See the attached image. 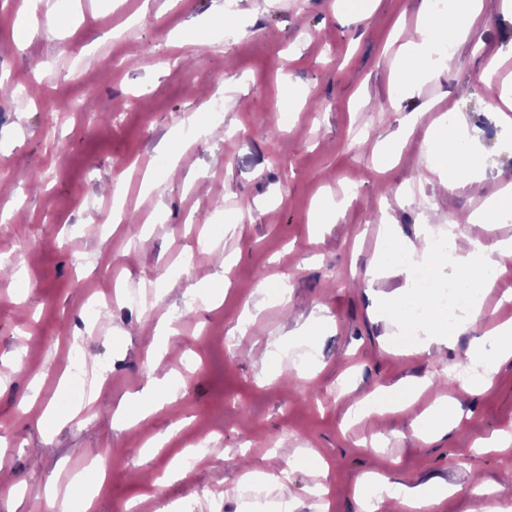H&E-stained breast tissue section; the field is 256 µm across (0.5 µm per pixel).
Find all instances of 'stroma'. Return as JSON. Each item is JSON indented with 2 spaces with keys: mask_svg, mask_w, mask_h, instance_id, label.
<instances>
[{
  "mask_svg": "<svg viewBox=\"0 0 512 512\" xmlns=\"http://www.w3.org/2000/svg\"><path fill=\"white\" fill-rule=\"evenodd\" d=\"M367 2L40 0L19 47L22 0H0V79L11 87L0 95V212L13 214L0 221V512H74L80 493L67 477L89 459L109 473L93 512H278L277 491L242 496L240 478L281 468L295 448L329 469H291L293 512H315L320 484L332 491L327 512H357V481L371 470L410 487L447 484L430 512H474L477 500L483 512H512L503 487L512 447H483L512 431V359L490 369L485 389L454 376L483 329L512 319V270L479 328L452 346L428 342L416 358L398 354L402 328L384 351L386 328L370 312L371 293L404 277L357 280L379 252L385 216L409 236L435 210L466 235L512 238V223L469 221L512 183V132L495 125L479 79L489 57L512 49V16L482 0L470 36L450 43L452 67L409 91L388 60L418 26L421 0H379L357 24ZM188 27L194 40L182 36ZM417 111L403 135L400 118ZM448 112L487 166L485 181L452 196L427 169L424 144ZM395 138L400 155L378 168L375 147ZM173 150L176 167L144 190V171ZM33 170L34 191L25 186ZM116 187L139 218L137 236L112 221ZM149 280L153 304H114L83 336L86 303ZM313 316L316 335H295ZM76 338L108 380L87 419L39 432ZM253 346L269 348L267 367ZM422 378L428 387L401 407L357 409L373 391ZM164 379L181 384L173 402L136 427L115 425L120 405ZM439 396L462 417L427 444L409 423ZM200 433L202 459L181 474V451ZM147 474L162 485L144 484Z\"/></svg>",
  "mask_w": 512,
  "mask_h": 512,
  "instance_id": "stroma-1",
  "label": "stroma"
}]
</instances>
